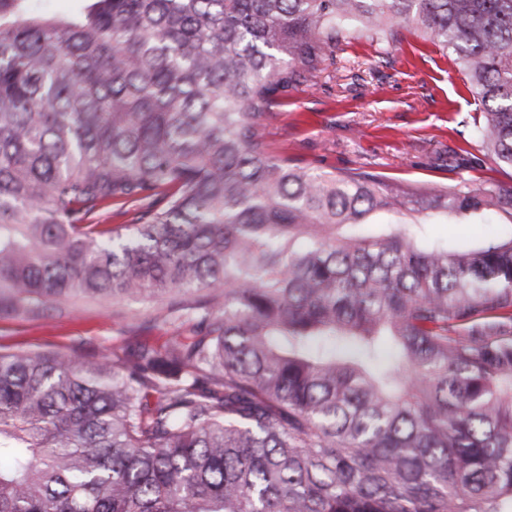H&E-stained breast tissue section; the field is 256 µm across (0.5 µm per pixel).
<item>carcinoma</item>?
Listing matches in <instances>:
<instances>
[{"instance_id":"1","label":"carcinoma","mask_w":512,"mask_h":512,"mask_svg":"<svg viewBox=\"0 0 512 512\" xmlns=\"http://www.w3.org/2000/svg\"><path fill=\"white\" fill-rule=\"evenodd\" d=\"M406 25L512 166V0H0V307L141 298L198 333L0 353V512H512V236L343 232L512 221V188L266 140L342 40ZM111 202L145 203L127 233L83 223ZM465 220L448 219V223L438 224H402L395 219L383 221L377 224L376 231L391 232L403 231L410 235L414 241L421 247L428 246L434 242H446L453 244L463 239L474 237L472 224H462Z\"/></svg>"}]
</instances>
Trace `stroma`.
I'll list each match as a JSON object with an SVG mask.
<instances>
[{
	"label": "stroma",
	"instance_id": "1",
	"mask_svg": "<svg viewBox=\"0 0 512 512\" xmlns=\"http://www.w3.org/2000/svg\"><path fill=\"white\" fill-rule=\"evenodd\" d=\"M336 59L335 75L318 74L275 105L267 128L274 151L325 171L361 168L416 186L463 179L512 186L511 166L480 161L472 133L482 115L452 56L418 31L401 30L388 44L355 34ZM378 229L403 231L422 247L472 237L487 244L512 232L498 217L476 228L456 219L406 225L389 219ZM156 315L137 299L117 311L108 301H70L37 314L0 310V353L50 350L96 359L161 348L179 330Z\"/></svg>",
	"mask_w": 512,
	"mask_h": 512
}]
</instances>
